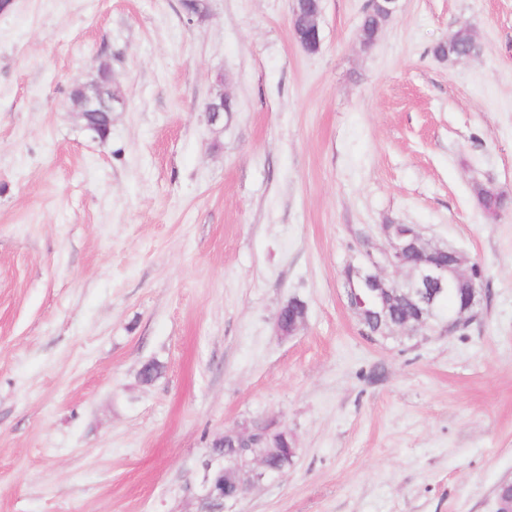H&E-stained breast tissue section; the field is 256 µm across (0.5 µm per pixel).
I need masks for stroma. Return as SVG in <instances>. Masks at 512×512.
<instances>
[{"label":"stroma","instance_id":"1","mask_svg":"<svg viewBox=\"0 0 512 512\" xmlns=\"http://www.w3.org/2000/svg\"><path fill=\"white\" fill-rule=\"evenodd\" d=\"M207 3L0 12V512H201L214 442L256 419L297 453L235 512H495L512 210L477 190L512 194V0H399L368 48V0H322L314 53L291 0ZM462 27L480 53L436 57ZM102 62L104 140L70 105ZM391 223L481 267L477 321L360 335L344 268ZM321 12L316 11L307 15L300 25L292 22V32L295 40L305 49L313 48L318 51L321 45L320 29ZM478 201L484 211L492 215H498L512 207V198H508L503 191L494 189L479 190Z\"/></svg>","mask_w":512,"mask_h":512}]
</instances>
